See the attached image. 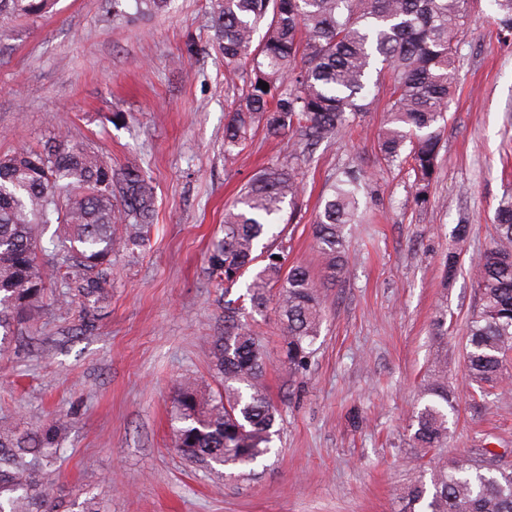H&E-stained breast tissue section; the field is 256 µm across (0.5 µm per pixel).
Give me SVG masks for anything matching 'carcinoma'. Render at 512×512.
Instances as JSON below:
<instances>
[{"mask_svg": "<svg viewBox=\"0 0 512 512\" xmlns=\"http://www.w3.org/2000/svg\"><path fill=\"white\" fill-rule=\"evenodd\" d=\"M139 14L165 11L171 0H133ZM499 28L512 32V0H491ZM50 0H0V16L46 13ZM468 25L467 0H220L212 27L231 83L242 93L224 123V151L246 145L257 132L295 137L286 162L256 172L224 213V236L209 252V276L229 292L249 271L242 299L259 313L269 305L279 322L283 363L305 369L325 312L324 282L303 265H286L284 209L295 210L303 180L293 165L301 153L338 138L380 87L377 65L388 69L391 105L378 137L380 158L408 162L415 199L427 203L440 165L450 72ZM266 82L268 90L258 86ZM367 183L349 168L329 183L312 224L329 279L347 264L345 229L362 221ZM156 199L147 171L114 165L82 142L58 138L38 151L0 157V346L11 328L31 321L46 304H76L92 320L111 298L112 256L144 241ZM63 227L66 255L46 257L41 232ZM491 246L473 276L478 308L466 324L473 393L485 398L512 368V188L494 214ZM60 279L67 288L49 291ZM210 367L222 378L211 390L187 380L172 402L175 446L187 459L230 467V478L251 475L267 455L281 418L265 385L266 353L259 325L224 304V335L216 337ZM455 409L446 366L436 358L412 415L413 447H446L448 415ZM66 427L27 430L0 420V512H55L50 473ZM432 493L424 484L404 492V512H512V471L490 469L467 455L435 466ZM71 512H104L94 494Z\"/></svg>", "mask_w": 512, "mask_h": 512, "instance_id": "cac0c4a2", "label": "carcinoma"}]
</instances>
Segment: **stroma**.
I'll return each mask as SVG.
<instances>
[{"instance_id": "stroma-1", "label": "stroma", "mask_w": 512, "mask_h": 512, "mask_svg": "<svg viewBox=\"0 0 512 512\" xmlns=\"http://www.w3.org/2000/svg\"><path fill=\"white\" fill-rule=\"evenodd\" d=\"M215 0H173L151 16H112V0H54L35 20L0 22V155L65 133L113 163L149 173L157 215L144 246L114 256L112 300L90 322L79 308L46 309L0 349V417L68 427L53 472L58 512L92 493L106 512H400L404 489L429 481L411 445L410 416L436 349L456 396L435 460L483 454L512 470V384L473 397L466 321L478 303L472 269L490 245L495 208L512 184V34L488 0H469L470 25L452 72L441 164L425 206L407 165L377 154L388 90L356 127L301 163L305 192L287 227L288 260L321 274L311 224L325 183L344 164L369 184V221L346 229L348 264L326 290L310 366L280 364L273 312L264 334L270 398L282 415L250 480L218 476L175 448L169 410L186 378L218 387L212 344L224 332V292L207 273L224 207L261 167L285 161L294 137L263 134L224 155V115L237 96L224 79ZM471 224L466 243L452 235ZM460 270L442 285V263ZM445 314L447 335L433 323Z\"/></svg>"}]
</instances>
